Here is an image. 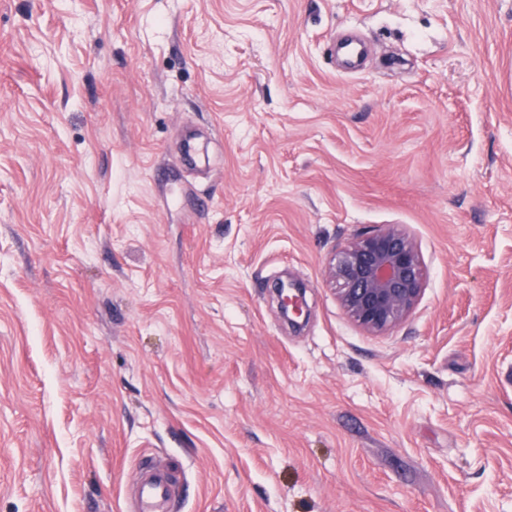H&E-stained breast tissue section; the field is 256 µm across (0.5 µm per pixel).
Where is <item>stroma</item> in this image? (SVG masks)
<instances>
[{
	"label": "stroma",
	"instance_id": "stroma-1",
	"mask_svg": "<svg viewBox=\"0 0 512 512\" xmlns=\"http://www.w3.org/2000/svg\"><path fill=\"white\" fill-rule=\"evenodd\" d=\"M388 224L427 285L372 336L325 265ZM147 465L163 512H512V0H0V512ZM298 284L281 283L275 288V295L281 314L292 325L297 323V319L302 317L303 310V290Z\"/></svg>",
	"mask_w": 512,
	"mask_h": 512
}]
</instances>
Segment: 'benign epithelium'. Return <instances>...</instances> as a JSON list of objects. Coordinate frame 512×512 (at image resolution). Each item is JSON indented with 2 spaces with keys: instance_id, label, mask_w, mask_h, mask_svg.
Listing matches in <instances>:
<instances>
[{
  "instance_id": "7a95c632",
  "label": "benign epithelium",
  "mask_w": 512,
  "mask_h": 512,
  "mask_svg": "<svg viewBox=\"0 0 512 512\" xmlns=\"http://www.w3.org/2000/svg\"><path fill=\"white\" fill-rule=\"evenodd\" d=\"M325 277L358 326L383 334L417 305L426 269L413 235L399 225H388L349 240L328 260ZM275 295L283 317L296 324L304 313L301 286L281 283Z\"/></svg>"
}]
</instances>
